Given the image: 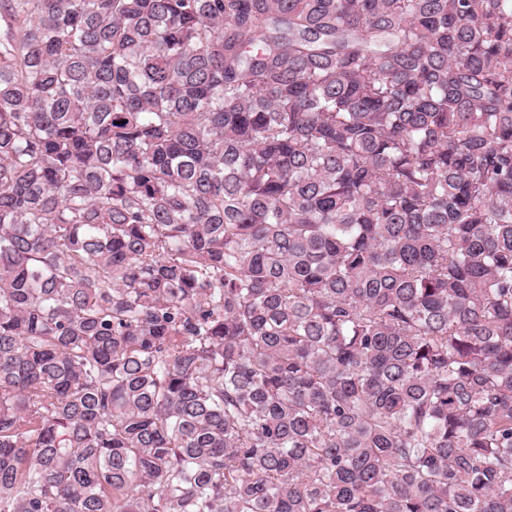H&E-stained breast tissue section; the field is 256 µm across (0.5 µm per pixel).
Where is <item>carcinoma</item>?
I'll return each instance as SVG.
<instances>
[{
	"label": "carcinoma",
	"mask_w": 512,
	"mask_h": 512,
	"mask_svg": "<svg viewBox=\"0 0 512 512\" xmlns=\"http://www.w3.org/2000/svg\"><path fill=\"white\" fill-rule=\"evenodd\" d=\"M0 18V512H512V0Z\"/></svg>",
	"instance_id": "1"
}]
</instances>
